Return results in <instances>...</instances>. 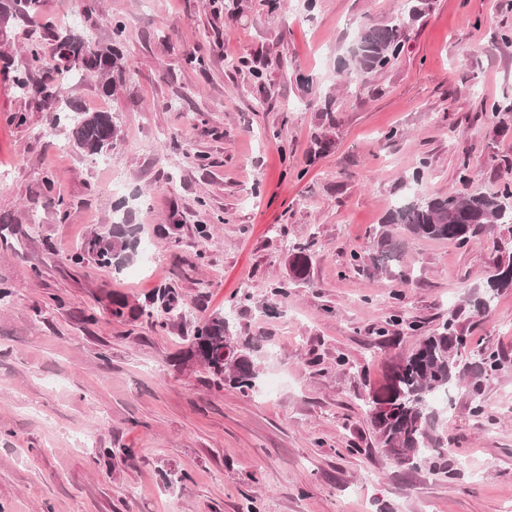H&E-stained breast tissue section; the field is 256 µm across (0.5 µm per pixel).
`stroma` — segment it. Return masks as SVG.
I'll return each instance as SVG.
<instances>
[{
	"mask_svg": "<svg viewBox=\"0 0 512 512\" xmlns=\"http://www.w3.org/2000/svg\"><path fill=\"white\" fill-rule=\"evenodd\" d=\"M84 2L41 0L35 24L10 21L0 40L21 67L30 27L67 16L104 46L126 26L113 92L88 75L62 93L112 113L111 166L0 75V512H512V288L485 314L470 303L512 256V224L466 245L404 235L399 265L370 260L411 186L512 183V112L484 118L512 103V0ZM397 16L401 54L365 89L344 80L363 24ZM118 221L141 227L156 261L71 262ZM308 240V281L274 295ZM159 287L182 297L184 321L138 315ZM214 315L253 338L255 392L177 366ZM451 316L461 362L493 350L503 368L438 400L446 469H409L382 451L368 394Z\"/></svg>",
	"mask_w": 512,
	"mask_h": 512,
	"instance_id": "1",
	"label": "stroma"
}]
</instances>
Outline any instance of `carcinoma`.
I'll list each match as a JSON object with an SVG mask.
<instances>
[{
  "mask_svg": "<svg viewBox=\"0 0 512 512\" xmlns=\"http://www.w3.org/2000/svg\"><path fill=\"white\" fill-rule=\"evenodd\" d=\"M39 5V0H0V22L5 24L13 17L32 23ZM68 27V23H63V29L67 30L63 36L48 32V36L57 41L56 52L49 57L43 53L39 40L29 43L27 66L13 69L10 76L16 94L27 95L31 89L32 71L42 69L52 71L57 80V84L40 89L46 103L56 101L72 79L89 72L108 76L102 88L107 93L112 92L110 76L112 67L122 56L117 43L124 34L123 24H115L116 44L96 52L89 47L88 36L74 34ZM404 40V29L397 20L388 25L364 28L348 61L357 85L366 87L370 78L400 52ZM117 136L118 128L111 113L73 111L70 142L77 151L98 156L112 147ZM496 224H512V186L509 184L493 193L435 198L420 195L390 209L377 231L379 255L374 259V268L385 267L398 257V242L392 232L396 227L418 238L466 244ZM138 233L139 228L135 225L117 222L112 229L93 234L72 260L81 262L87 254L119 270L134 257ZM309 247L308 243L298 246L292 253V279L296 281H305L309 276ZM504 271L512 272L511 258L499 262L496 274L487 282L484 291L487 301H492L498 291L512 288V280L501 278ZM182 309V301L173 291L164 288L142 312L149 318H165L161 322L164 326L182 318ZM450 335H459L451 321L441 331L419 337L415 349L391 366L385 384L371 397V407L381 409L380 413L371 414L380 445L400 465L404 464L402 456L415 448L420 462L440 452L441 438L435 434L439 414L435 413L434 407L439 392L499 368L493 351L484 352L479 365L473 368L460 364L461 350L451 349L448 344ZM228 343L238 344L237 337L229 332L224 318L212 317L194 329L191 344L180 361L197 363L217 381L243 393L255 390L260 373L253 350L239 344V358L226 360L224 347Z\"/></svg>",
  "mask_w": 512,
  "mask_h": 512,
  "instance_id": "cac0c4a2",
  "label": "carcinoma"
}]
</instances>
